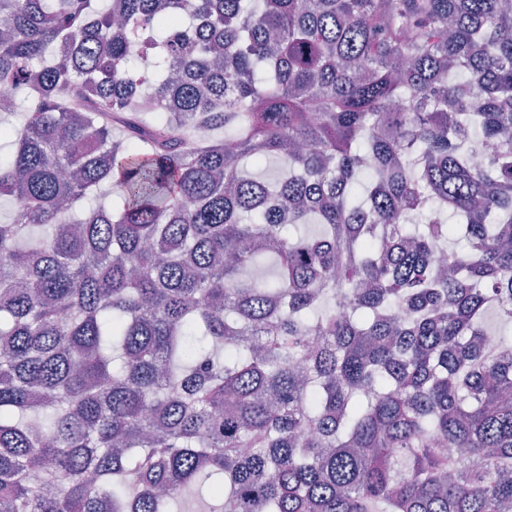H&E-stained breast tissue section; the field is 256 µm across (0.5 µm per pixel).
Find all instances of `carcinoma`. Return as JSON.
<instances>
[{
  "mask_svg": "<svg viewBox=\"0 0 512 512\" xmlns=\"http://www.w3.org/2000/svg\"><path fill=\"white\" fill-rule=\"evenodd\" d=\"M182 2L0 0V512H512V4ZM488 332L490 336H486L489 345L497 348L498 341L506 345H512V324H506L498 320L492 313H489L486 318Z\"/></svg>",
  "mask_w": 512,
  "mask_h": 512,
  "instance_id": "cac0c4a2",
  "label": "carcinoma"
}]
</instances>
